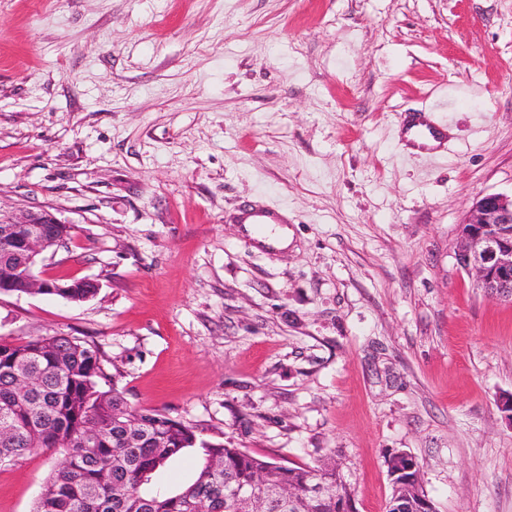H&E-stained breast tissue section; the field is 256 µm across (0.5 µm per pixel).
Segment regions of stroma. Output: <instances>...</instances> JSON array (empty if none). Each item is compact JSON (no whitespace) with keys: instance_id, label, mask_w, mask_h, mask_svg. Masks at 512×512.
I'll use <instances>...</instances> for the list:
<instances>
[{"instance_id":"obj_1","label":"stroma","mask_w":512,"mask_h":512,"mask_svg":"<svg viewBox=\"0 0 512 512\" xmlns=\"http://www.w3.org/2000/svg\"><path fill=\"white\" fill-rule=\"evenodd\" d=\"M402 112L446 137L407 142ZM512 195V0H0V211L71 228L0 294V339L95 345L130 406L385 512V456L436 512H512V303L458 263ZM284 213L287 249L237 224ZM62 459L0 465L32 512Z\"/></svg>"}]
</instances>
